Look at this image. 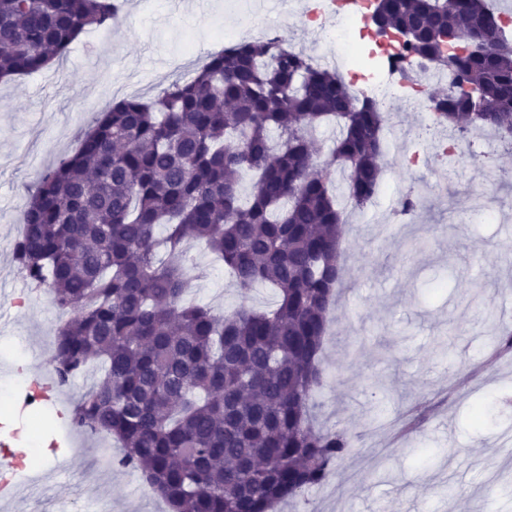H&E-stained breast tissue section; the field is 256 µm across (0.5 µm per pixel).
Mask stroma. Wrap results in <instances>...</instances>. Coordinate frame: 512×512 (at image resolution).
<instances>
[{"label":"stroma","instance_id":"obj_1","mask_svg":"<svg viewBox=\"0 0 512 512\" xmlns=\"http://www.w3.org/2000/svg\"><path fill=\"white\" fill-rule=\"evenodd\" d=\"M111 40L83 33L57 67L0 82V385L27 371L52 377L49 362L61 317L45 293L26 286L11 251L28 202L27 187L79 146L98 111L129 96L150 100L179 78L188 60L219 51L217 30L278 27L283 43L310 49L301 0H120ZM383 157L387 190L342 232L353 277L337 289L322 351L326 383L315 398L317 425L346 430L356 455L308 494L310 512H512V459L499 451L512 416V359L491 372L488 315L512 299V148L476 141L456 157L453 198L427 199L413 223L391 224L401 198L433 181L428 162L395 158L398 133L424 115L397 107ZM497 199L502 218L474 213V191ZM186 302L210 304L223 271L206 249L186 259ZM477 304H470L473 294ZM93 380L86 374L45 400L43 420L0 405V438L9 426L38 442L18 481L19 500L0 512H168L130 468L117 466L111 439L74 429L68 410ZM490 417L473 425L471 407Z\"/></svg>","mask_w":512,"mask_h":512}]
</instances>
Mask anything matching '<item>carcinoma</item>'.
<instances>
[{
    "label": "carcinoma",
    "mask_w": 512,
    "mask_h": 512,
    "mask_svg": "<svg viewBox=\"0 0 512 512\" xmlns=\"http://www.w3.org/2000/svg\"><path fill=\"white\" fill-rule=\"evenodd\" d=\"M116 11L115 0H0V78L46 69L87 30L112 28ZM381 18L412 33L405 57L434 58L453 75L437 92L439 131L512 134V49L495 37L448 55L440 39L495 33L486 0H382ZM386 123L304 52L242 41L152 100L113 103L39 177L12 254L68 316L52 347L58 383L99 368L71 424L120 443L119 465L171 512H273L352 456L347 432L314 429L313 399L326 314L346 274L336 177L345 172L355 205L371 200ZM331 124L338 134L322 160L315 133ZM186 240L223 260L242 293L275 288L277 304L224 314L183 304Z\"/></svg>",
    "instance_id": "carcinoma-1"
}]
</instances>
